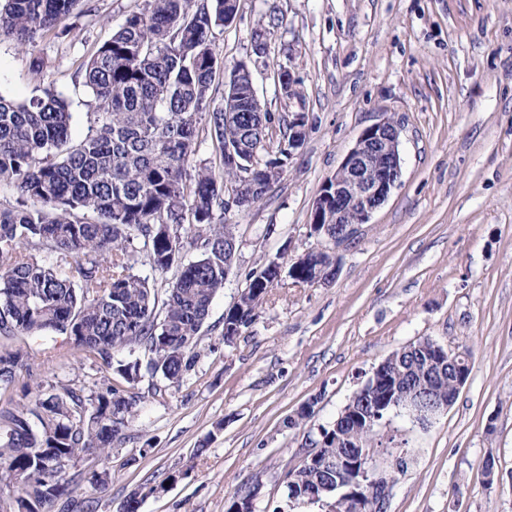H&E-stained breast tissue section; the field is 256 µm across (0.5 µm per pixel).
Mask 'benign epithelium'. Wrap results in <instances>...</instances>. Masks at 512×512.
Instances as JSON below:
<instances>
[{"label":"benign epithelium","mask_w":512,"mask_h":512,"mask_svg":"<svg viewBox=\"0 0 512 512\" xmlns=\"http://www.w3.org/2000/svg\"><path fill=\"white\" fill-rule=\"evenodd\" d=\"M288 125L291 127L288 155L291 156L302 145L308 130L303 105L288 111ZM399 144L400 129L388 117L361 131L336 172L322 184L312 209L311 235L337 247L354 235L360 225L369 223L401 175ZM433 348L439 355L438 368L448 365L456 374L448 389V402L440 408L444 412L467 381L468 374L463 369L465 352L440 343L433 344ZM382 454L381 448L358 449L356 460L350 464V474L343 472L344 461L336 460V472L347 482L346 491L322 502L324 512H351L358 501L366 502L369 512H386L395 478L372 476L373 472L382 470Z\"/></svg>","instance_id":"obj_1"}]
</instances>
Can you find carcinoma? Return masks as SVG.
I'll list each match as a JSON object with an SVG mask.
<instances>
[{
	"label": "carcinoma",
	"mask_w": 512,
	"mask_h": 512,
	"mask_svg": "<svg viewBox=\"0 0 512 512\" xmlns=\"http://www.w3.org/2000/svg\"><path fill=\"white\" fill-rule=\"evenodd\" d=\"M79 0H8L0 30L22 48L52 30ZM237 0H148L128 15L78 71L97 101L87 133L71 136L72 113L48 93L25 102L0 95V185L17 198L0 204V340L51 330L118 374L84 394L76 387L41 393L0 407V500L27 512H52L73 489L65 464L83 456L109 459L135 417L142 378L180 385L197 357L201 330L215 296L236 263V225L227 222L224 192L239 188L248 209L263 200L288 167V118L268 111L253 81L252 60L230 73L222 103L211 107L218 59L214 30L235 15ZM271 15L253 33V55L279 26ZM218 151V167H191L201 116ZM143 242L146 253L135 247ZM195 256L188 260L185 252ZM311 265L279 257L250 274L240 304L224 313L221 336L258 317L284 266L306 283L311 270L336 265L318 251ZM149 266L173 272L165 298ZM430 338L392 352L376 386L347 403L348 413L321 430L315 466L293 468L287 498L307 502L313 489L336 494V458L374 441L367 416L394 412L414 385L431 382ZM31 371L21 348L0 354V385ZM253 488L241 484L227 512H255Z\"/></svg>",
	"instance_id": "obj_1"
}]
</instances>
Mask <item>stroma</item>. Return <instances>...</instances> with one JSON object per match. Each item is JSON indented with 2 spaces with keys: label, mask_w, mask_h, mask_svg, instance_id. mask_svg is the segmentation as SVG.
Here are the masks:
<instances>
[{
  "label": "stroma",
  "mask_w": 512,
  "mask_h": 512,
  "mask_svg": "<svg viewBox=\"0 0 512 512\" xmlns=\"http://www.w3.org/2000/svg\"><path fill=\"white\" fill-rule=\"evenodd\" d=\"M146 0H79L34 47L0 34V94L24 101L51 90L81 138L95 111L76 77L97 48ZM267 68L255 71L260 100L288 103L273 71L293 58L308 131L264 201L230 211L236 264L215 297L200 356L178 387L145 398L112 453L105 490L88 484L90 462H70L73 505L123 512H226L243 483L259 487L255 512H320L286 503L284 476L309 440L330 426L392 352L428 337L467 346L471 373L453 404L425 427L392 414L381 442L402 443L408 461L387 512H512V488L482 467L512 473V0H238L217 28L225 67L248 59L268 14ZM400 127L401 176L385 204L336 248L328 284L290 277L270 288L256 321L233 346L220 331L248 276L276 253L294 259L317 247L313 202L360 132L381 117ZM34 358L0 388V404L33 399L38 386L98 391L120 378L65 336H22ZM315 411L288 426L300 407Z\"/></svg>",
  "instance_id": "stroma-1"
}]
</instances>
